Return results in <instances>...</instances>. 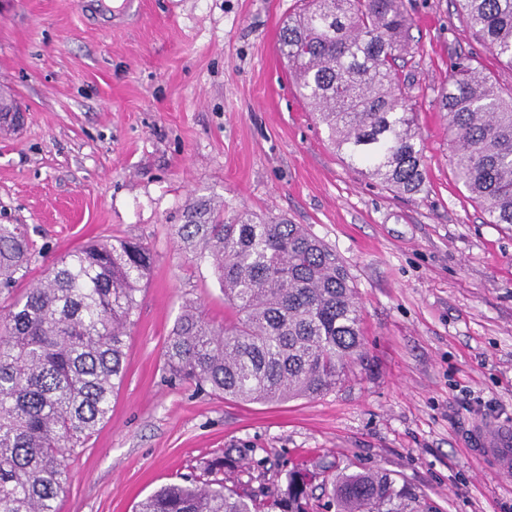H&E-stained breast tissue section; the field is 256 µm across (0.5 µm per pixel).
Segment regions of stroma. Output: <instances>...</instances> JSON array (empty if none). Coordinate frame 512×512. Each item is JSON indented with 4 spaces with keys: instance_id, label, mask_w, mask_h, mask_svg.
Returning a JSON list of instances; mask_svg holds the SVG:
<instances>
[{
    "instance_id": "stroma-1",
    "label": "stroma",
    "mask_w": 512,
    "mask_h": 512,
    "mask_svg": "<svg viewBox=\"0 0 512 512\" xmlns=\"http://www.w3.org/2000/svg\"><path fill=\"white\" fill-rule=\"evenodd\" d=\"M295 0H0V97L27 113L0 136V224L46 260L106 238L153 256L112 416L70 460L58 512H134L162 486L208 479L255 493L289 472L383 470L405 512H512V476L462 431L512 425V225L489 224L457 183L437 93L459 54L512 88V69L455 0H412L425 187L405 199L352 171L297 95L278 51ZM287 216L344 259L364 355L317 398L249 403L171 380L185 300L232 319L207 262L173 234L190 204Z\"/></svg>"
}]
</instances>
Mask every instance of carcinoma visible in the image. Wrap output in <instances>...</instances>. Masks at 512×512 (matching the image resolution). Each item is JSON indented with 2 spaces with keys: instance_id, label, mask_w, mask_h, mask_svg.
<instances>
[{
  "instance_id": "cac0c4a2",
  "label": "carcinoma",
  "mask_w": 512,
  "mask_h": 512,
  "mask_svg": "<svg viewBox=\"0 0 512 512\" xmlns=\"http://www.w3.org/2000/svg\"><path fill=\"white\" fill-rule=\"evenodd\" d=\"M472 33L512 69V0H458ZM406 0H299L279 50L299 96L346 163L393 192L424 187L412 83L401 62L412 37ZM457 180L488 224L512 225V92L458 57L438 92ZM185 249L210 259L232 309L217 327L185 304L168 336L171 378L236 399L315 398L363 356L361 308L340 255L304 225L206 203L177 228ZM36 251L22 224H0V293L27 278ZM149 249L110 239L58 257L0 312V512H57L69 460L110 418L125 376L127 330ZM312 478L295 470L269 495L270 512H309ZM403 491L385 472L333 486L340 512H383ZM252 494L224 481L166 485L137 512H253Z\"/></svg>"
}]
</instances>
